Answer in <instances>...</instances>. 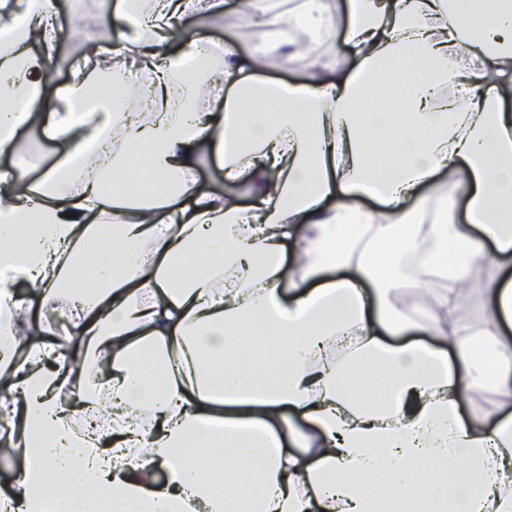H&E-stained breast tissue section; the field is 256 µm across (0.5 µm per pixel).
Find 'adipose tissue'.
<instances>
[{
	"instance_id": "1",
	"label": "adipose tissue",
	"mask_w": 512,
	"mask_h": 512,
	"mask_svg": "<svg viewBox=\"0 0 512 512\" xmlns=\"http://www.w3.org/2000/svg\"><path fill=\"white\" fill-rule=\"evenodd\" d=\"M246 3L274 47L325 46L302 80L229 43L207 62L183 20L225 0H117V45L88 35L52 94L55 0H0V151L33 112L67 146L38 183L0 172V446L23 462L0 512H512V414L461 413L512 403V0H345L341 29L328 0ZM136 69L161 88L144 121ZM440 268L407 312L402 281ZM35 306L62 341L20 323ZM499 399L491 389L471 394V398L462 404V413L469 416L471 412L482 415L493 414L498 411Z\"/></svg>"
}]
</instances>
